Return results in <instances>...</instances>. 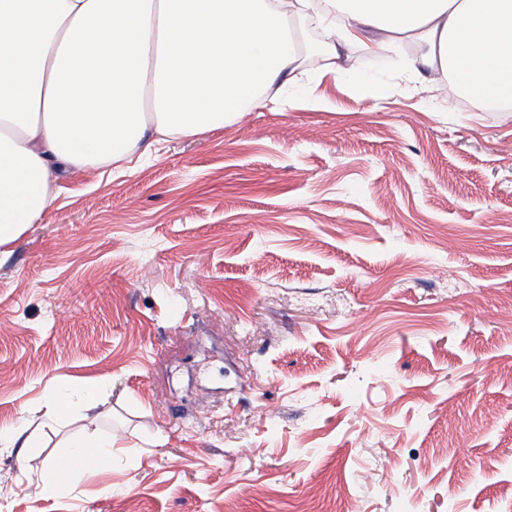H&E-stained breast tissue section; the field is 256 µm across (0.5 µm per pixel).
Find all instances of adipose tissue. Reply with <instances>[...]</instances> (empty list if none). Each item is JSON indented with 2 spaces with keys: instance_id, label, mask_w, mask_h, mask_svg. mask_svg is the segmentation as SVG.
<instances>
[{
  "instance_id": "obj_1",
  "label": "adipose tissue",
  "mask_w": 512,
  "mask_h": 512,
  "mask_svg": "<svg viewBox=\"0 0 512 512\" xmlns=\"http://www.w3.org/2000/svg\"><path fill=\"white\" fill-rule=\"evenodd\" d=\"M311 14L331 55L414 41L450 95L512 102V0H0V245L40 219L60 172L221 128L287 83L288 21ZM68 445V466L111 468V439Z\"/></svg>"
}]
</instances>
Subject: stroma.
Listing matches in <instances>:
<instances>
[{
  "label": "stroma",
  "mask_w": 512,
  "mask_h": 512,
  "mask_svg": "<svg viewBox=\"0 0 512 512\" xmlns=\"http://www.w3.org/2000/svg\"><path fill=\"white\" fill-rule=\"evenodd\" d=\"M420 55L301 53L288 108L59 177L0 246V430L112 392L26 468L0 443V512H512V105L448 99ZM89 424L111 471L42 493ZM69 406L70 393L68 388L64 387L49 393L36 412L42 413L43 425L53 429L66 420Z\"/></svg>",
  "instance_id": "obj_1"
}]
</instances>
